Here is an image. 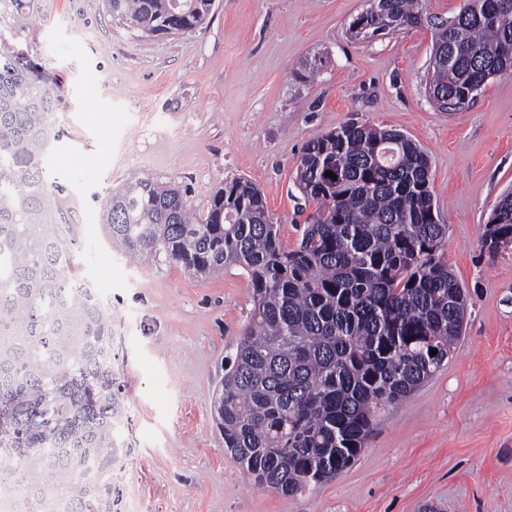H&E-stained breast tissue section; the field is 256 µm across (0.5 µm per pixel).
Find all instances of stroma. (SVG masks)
Wrapping results in <instances>:
<instances>
[{
  "instance_id": "35a3bbf8",
  "label": "stroma",
  "mask_w": 512,
  "mask_h": 512,
  "mask_svg": "<svg viewBox=\"0 0 512 512\" xmlns=\"http://www.w3.org/2000/svg\"><path fill=\"white\" fill-rule=\"evenodd\" d=\"M366 7L215 0L202 26L150 37L113 21L106 0H0V51L65 91L45 165L71 211L69 275L112 323V512H512V243L494 254L482 243L512 188V75L488 80L465 111H437L433 28L354 38ZM351 120L398 130L428 154L448 266L467 292L465 330L431 379L379 412L351 466L289 497L247 477L212 416L253 308L246 274L131 263L108 235L106 203L146 173L201 210L245 177L295 247L316 208L296 183L301 150Z\"/></svg>"
}]
</instances>
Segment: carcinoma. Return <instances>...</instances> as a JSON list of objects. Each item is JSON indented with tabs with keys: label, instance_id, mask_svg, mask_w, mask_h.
<instances>
[{
	"label": "carcinoma",
	"instance_id": "carcinoma-1",
	"mask_svg": "<svg viewBox=\"0 0 512 512\" xmlns=\"http://www.w3.org/2000/svg\"><path fill=\"white\" fill-rule=\"evenodd\" d=\"M376 2L364 39L423 20L434 29L441 111L465 110L489 79L512 75V0H465L440 21L423 18L419 0ZM107 5L120 24L157 36L202 25L212 0ZM62 100L23 55L0 53V405L12 412L0 424V488L21 492L25 512H112L110 321L67 275L70 210L44 165ZM296 179L317 207L293 249L245 178L200 212L187 191L144 174L112 195L107 213L130 257L247 274L253 309L214 414L246 474L288 496L355 461L376 413L442 367L466 313L442 253L448 225L436 219L429 158L406 135L345 123L306 143ZM492 215L484 238L494 254L512 243V191Z\"/></svg>",
	"mask_w": 512,
	"mask_h": 512
}]
</instances>
